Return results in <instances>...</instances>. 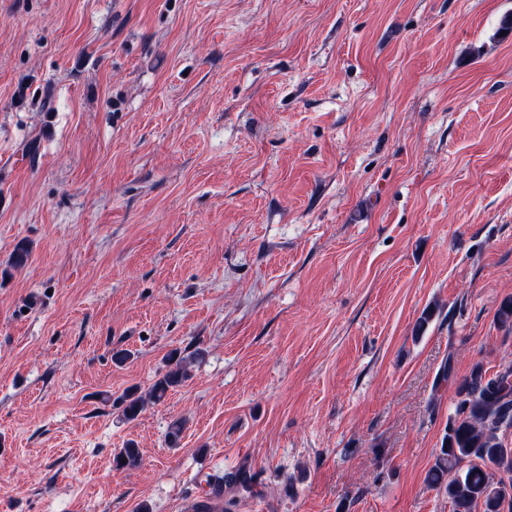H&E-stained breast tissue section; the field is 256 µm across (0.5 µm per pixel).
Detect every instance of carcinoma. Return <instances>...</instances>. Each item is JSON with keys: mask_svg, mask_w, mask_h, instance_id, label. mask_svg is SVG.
Listing matches in <instances>:
<instances>
[{"mask_svg": "<svg viewBox=\"0 0 512 512\" xmlns=\"http://www.w3.org/2000/svg\"><path fill=\"white\" fill-rule=\"evenodd\" d=\"M168 360L169 369L147 395H124L126 418L135 419L148 402L164 399L187 378L185 358L173 352ZM458 395L455 416L448 421L428 482L447 494L453 512H472L478 504L483 512H504L506 503L512 512V446L499 436L502 428L512 424V365L491 378L475 366L460 384ZM113 462L118 468L136 467L141 463L140 450L129 444L115 454ZM489 464L505 478L494 479L487 470ZM211 484L219 493L228 488L243 494L252 491L253 477L240 468L213 476Z\"/></svg>", "mask_w": 512, "mask_h": 512, "instance_id": "1", "label": "carcinoma"}]
</instances>
